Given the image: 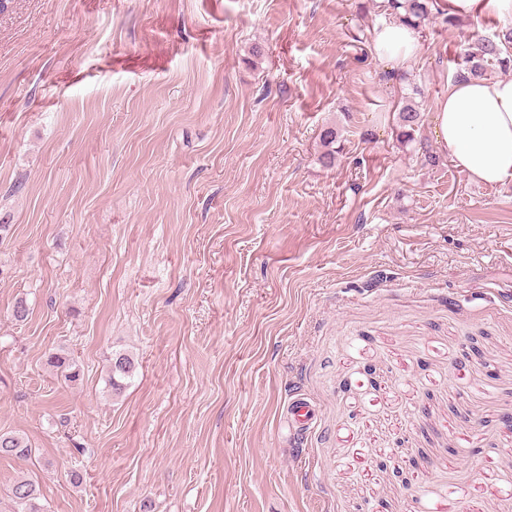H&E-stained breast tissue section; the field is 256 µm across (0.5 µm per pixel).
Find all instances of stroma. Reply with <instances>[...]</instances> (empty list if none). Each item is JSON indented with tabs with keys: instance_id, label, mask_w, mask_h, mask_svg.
Returning a JSON list of instances; mask_svg holds the SVG:
<instances>
[{
	"instance_id": "obj_1",
	"label": "stroma",
	"mask_w": 512,
	"mask_h": 512,
	"mask_svg": "<svg viewBox=\"0 0 512 512\" xmlns=\"http://www.w3.org/2000/svg\"><path fill=\"white\" fill-rule=\"evenodd\" d=\"M385 18L361 0L0 15V432L34 450L0 458V512L24 473L45 512H512V182L471 181L434 129L469 35L512 18L434 17L392 71ZM411 94L405 145L390 110ZM116 352L136 372L112 397ZM299 398L316 417L294 431ZM404 99L395 119V132L400 143L408 144L415 141V133L419 131L421 116L419 106L412 100V97ZM340 130L336 125L324 127L320 133V142L324 148L319 156V160L326 166L334 165L336 155L339 153L336 143L339 142Z\"/></svg>"
}]
</instances>
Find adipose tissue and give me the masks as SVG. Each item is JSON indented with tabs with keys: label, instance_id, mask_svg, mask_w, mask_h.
<instances>
[{
	"label": "adipose tissue",
	"instance_id": "obj_1",
	"mask_svg": "<svg viewBox=\"0 0 512 512\" xmlns=\"http://www.w3.org/2000/svg\"><path fill=\"white\" fill-rule=\"evenodd\" d=\"M380 62L406 66L419 50L416 29L398 19L374 30ZM435 137L441 152L474 182L512 181V79L467 77L453 82L436 107Z\"/></svg>",
	"mask_w": 512,
	"mask_h": 512
}]
</instances>
